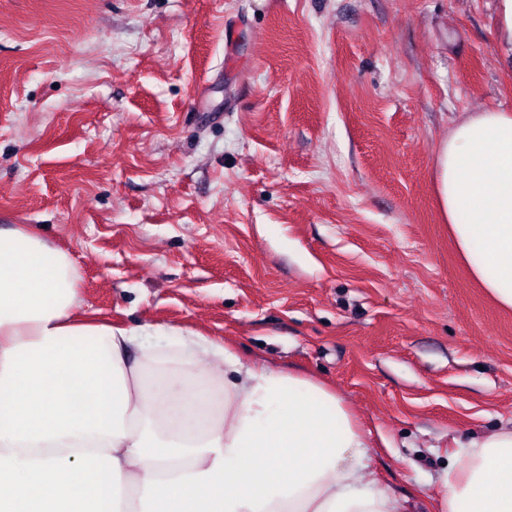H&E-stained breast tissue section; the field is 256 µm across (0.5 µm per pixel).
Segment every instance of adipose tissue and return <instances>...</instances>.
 I'll use <instances>...</instances> for the list:
<instances>
[{"instance_id":"adipose-tissue-1","label":"adipose tissue","mask_w":512,"mask_h":512,"mask_svg":"<svg viewBox=\"0 0 512 512\" xmlns=\"http://www.w3.org/2000/svg\"><path fill=\"white\" fill-rule=\"evenodd\" d=\"M433 190L470 277L512 310V111L462 116ZM82 284L69 252L0 227V512H410L332 387L188 325L146 344L81 316ZM443 487L440 512H512V427L461 444Z\"/></svg>"}]
</instances>
